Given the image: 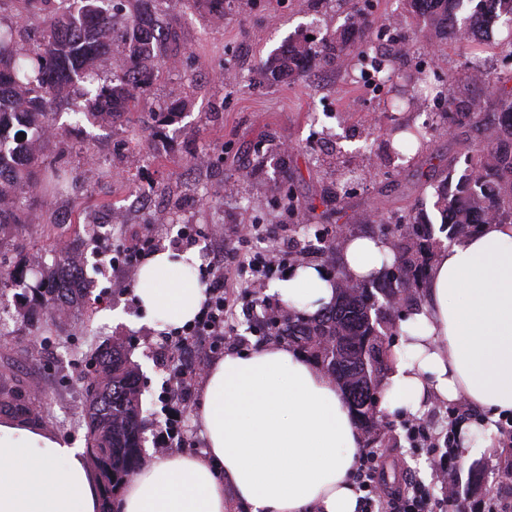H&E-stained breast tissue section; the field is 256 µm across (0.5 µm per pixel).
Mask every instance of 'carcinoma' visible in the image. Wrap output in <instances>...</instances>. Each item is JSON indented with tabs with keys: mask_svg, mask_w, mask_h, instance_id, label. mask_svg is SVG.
I'll return each instance as SVG.
<instances>
[{
	"mask_svg": "<svg viewBox=\"0 0 512 512\" xmlns=\"http://www.w3.org/2000/svg\"><path fill=\"white\" fill-rule=\"evenodd\" d=\"M13 5L17 16H38L34 43L24 47L18 23H0V230L10 224H28L33 212L48 199L65 193V168H42L40 150L57 123L58 106L82 86L83 104L76 111L99 126L137 113L160 73L159 60L180 42L173 22L184 8H196L224 18L231 0H0ZM407 14L394 22L416 24L430 32V45L440 52L446 44L465 49L476 38L485 51L512 57V0H406ZM372 20L361 11L348 15L343 28L329 35L322 50L305 38L288 43L261 63L260 72L270 82L298 81L308 67L323 56L346 69L361 60L367 47L359 35ZM116 51L120 71L104 81L90 82L99 59ZM444 99L440 124L455 137L473 141L456 170V162L429 175L434 192L433 209L450 243L476 232L488 222H512V78L485 81L469 69L438 75ZM428 83L423 71L408 79V89L389 107L402 112L414 105L415 88ZM494 87L483 101L469 94L481 84ZM183 115V105L171 103L149 113L146 122L173 125ZM392 133L402 135L394 154L402 148L430 142L433 127L401 123ZM23 140H18L19 133ZM364 224H378L382 237L397 238L393 262L382 275L368 282H354L336 270V304L319 318L300 314L275 319L258 327L267 335L285 334L309 350L341 385L357 425L369 430L380 399V377L387 369L386 356L393 343L392 329L404 317L421 288L425 260L440 246L424 199L415 200L394 214L366 217ZM346 225L314 235L298 251L304 259L316 254L329 259L336 239ZM81 242L55 256L54 264L40 273L36 287L26 282L24 268L0 257V297L19 288L32 292L33 307L24 317L31 321L53 311L85 302L87 289L78 271ZM92 382L86 388L88 405L87 454L103 484V512H114L113 494L143 460L144 426L141 417L139 377L119 344L105 346L84 365Z\"/></svg>",
	"mask_w": 512,
	"mask_h": 512,
	"instance_id": "carcinoma-1",
	"label": "carcinoma"
}]
</instances>
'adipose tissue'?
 <instances>
[{
	"instance_id": "adipose-tissue-1",
	"label": "adipose tissue",
	"mask_w": 512,
	"mask_h": 512,
	"mask_svg": "<svg viewBox=\"0 0 512 512\" xmlns=\"http://www.w3.org/2000/svg\"><path fill=\"white\" fill-rule=\"evenodd\" d=\"M387 240L354 235L343 270L354 281L391 259ZM194 251L148 257L135 294L170 328L190 323L206 296ZM289 307L315 317L336 300L322 267H294L271 287ZM382 405L422 414L431 400H468L486 430L459 429L466 459L492 453L490 424L512 412V223L438 250L423 305L407 312L382 382ZM194 423L197 455L158 457L119 490L121 512H226L232 490L243 512H356L350 480L362 437L333 378L288 345L230 352L214 363ZM101 488L85 448L58 435L0 419V512H99Z\"/></svg>"
}]
</instances>
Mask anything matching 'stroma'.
I'll return each instance as SVG.
<instances>
[{
  "label": "stroma",
  "instance_id": "1",
  "mask_svg": "<svg viewBox=\"0 0 512 512\" xmlns=\"http://www.w3.org/2000/svg\"><path fill=\"white\" fill-rule=\"evenodd\" d=\"M355 6L371 14L370 46L387 52L390 45L382 39L386 18L403 12V0H234L220 24L192 9L178 14L183 45L178 67L162 70L142 108L155 110L178 101L185 106L184 119L157 129L133 120L94 127L76 123L68 105H61L58 121L69 130L49 146L44 160L66 163L68 191L49 199L38 210L36 223L1 229L0 252L40 269L51 264L53 250L92 237L93 227L108 215L113 243L153 231L162 247L176 252L190 247L202 256L210 249L235 250V233L248 224L282 225L283 236L298 242L309 225L352 224L366 210L384 213L407 207L424 190L420 174L430 160L463 156L464 145L440 130L418 157H389V122L370 121L376 99L343 70L322 64L295 83H269L259 72L261 62L288 38L309 35L314 45H321ZM402 34V74L415 73L427 61L440 72L465 68L462 49L451 45L432 55L425 50L426 37L408 27ZM314 113L319 121H311ZM272 136L290 146L283 164L271 159L261 171L244 175V166L266 152ZM330 143L340 161L364 172L360 185L339 195L332 208L320 198ZM287 188L308 205V212L277 207ZM146 189L162 199L169 222L157 224L151 211L125 208L130 195ZM192 224L214 225L224 235L186 245L181 230ZM82 262L85 280L98 298L92 307L70 308L62 319L45 317L32 329L22 318L27 303L9 297L0 314V388L33 406L36 415L29 426L85 443L82 363L103 344H123L142 383L143 461L151 463L164 453L159 432L170 415L167 383L177 353L167 347L159 323L148 321L139 306L136 272L126 274L124 288L117 291L108 263L96 262L88 253ZM254 300L251 289L234 288L228 314L236 330L233 339L223 351L203 355L191 350L182 354L184 359L209 365L222 352L272 344V337L255 330L261 312ZM405 419L401 412L389 414L380 428L393 438L381 448L389 477H397L393 463L398 460L434 495L453 494L473 507L482 504L485 494L469 486L467 475L444 482L436 462L414 452L402 427Z\"/></svg>",
  "mask_w": 512,
  "mask_h": 512
}]
</instances>
